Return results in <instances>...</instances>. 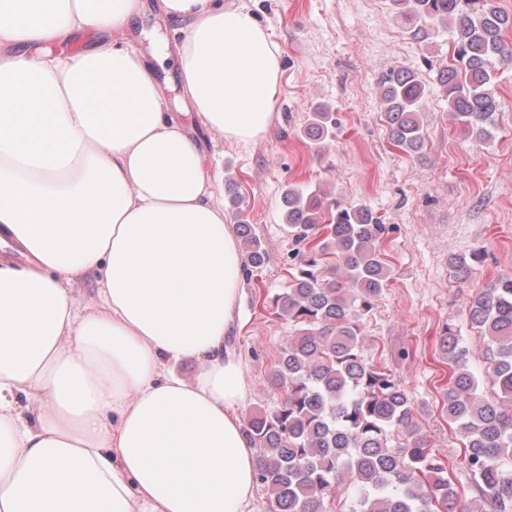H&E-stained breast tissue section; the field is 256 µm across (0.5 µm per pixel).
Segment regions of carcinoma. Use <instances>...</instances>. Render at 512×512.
Returning <instances> with one entry per match:
<instances>
[{"mask_svg": "<svg viewBox=\"0 0 512 512\" xmlns=\"http://www.w3.org/2000/svg\"><path fill=\"white\" fill-rule=\"evenodd\" d=\"M425 38L440 24L453 37L451 62L439 64L436 81L448 112L470 138L494 137L500 107L492 88L493 62H512L503 31L512 16L498 0H390ZM381 116L394 146L416 160L425 158L427 134L421 119L425 85L404 70L381 73L376 81ZM336 113L326 105L310 113L303 133L315 150L331 140ZM293 183L282 194L288 236L298 245L297 274L265 296L294 334L270 372L283 391L272 407L251 412L244 432L259 451L256 482L272 512H342L347 484L360 491L357 512H453L448 468L432 454L415 421L416 405L392 370L374 362L362 340L363 320L388 286L390 269L381 244L389 226L366 205L325 203ZM248 264L266 256L250 225L237 224ZM336 258L327 266L326 258ZM456 255L449 265L459 281L470 278L473 262ZM466 321L483 340L496 397L478 393L467 366L468 350L447 326L439 350L448 355V384L442 412L464 439L462 467L471 485L494 505L512 512V272L500 274L473 296Z\"/></svg>", "mask_w": 512, "mask_h": 512, "instance_id": "obj_1", "label": "carcinoma"}]
</instances>
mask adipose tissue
<instances>
[{"label":"adipose tissue","instance_id":"obj_1","mask_svg":"<svg viewBox=\"0 0 512 512\" xmlns=\"http://www.w3.org/2000/svg\"><path fill=\"white\" fill-rule=\"evenodd\" d=\"M201 124L263 138L280 54L244 8L162 0ZM140 0H0V512H252L257 451L229 346L243 255L197 141L117 31ZM98 275L94 303L73 287ZM200 365L193 380L175 363Z\"/></svg>","mask_w":512,"mask_h":512}]
</instances>
